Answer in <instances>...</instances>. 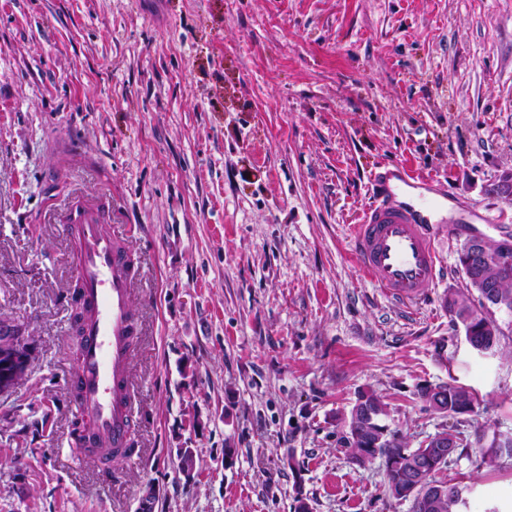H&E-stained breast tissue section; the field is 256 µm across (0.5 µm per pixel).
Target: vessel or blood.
Segmentation results:
<instances>
[{
  "label": "vessel or blood",
  "instance_id": "obj_1",
  "mask_svg": "<svg viewBox=\"0 0 512 512\" xmlns=\"http://www.w3.org/2000/svg\"><path fill=\"white\" fill-rule=\"evenodd\" d=\"M112 200L72 196L60 212L82 307L81 355L68 377L83 418L85 446L132 442L129 401L132 342L140 326L132 297L140 276L130 231H108ZM448 193L403 166L384 163L371 178L369 202L350 230L351 257L362 275L391 297L417 304L439 275L436 242L448 225Z\"/></svg>",
  "mask_w": 512,
  "mask_h": 512
}]
</instances>
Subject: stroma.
<instances>
[{
    "label": "stroma",
    "instance_id": "1",
    "mask_svg": "<svg viewBox=\"0 0 512 512\" xmlns=\"http://www.w3.org/2000/svg\"><path fill=\"white\" fill-rule=\"evenodd\" d=\"M386 161L474 216L416 308L348 252ZM510 172L512 0H0V317L33 354L0 396V512H139L150 485L153 512H409L349 462L344 418L372 390L415 445L512 431V316L480 355L444 307L465 239L512 233ZM74 189L115 199L145 270L139 456L109 484L66 441L72 259L48 204ZM449 380L477 413L423 410L417 386ZM443 475L461 512H512V459L469 447Z\"/></svg>",
    "mask_w": 512,
    "mask_h": 512
}]
</instances>
